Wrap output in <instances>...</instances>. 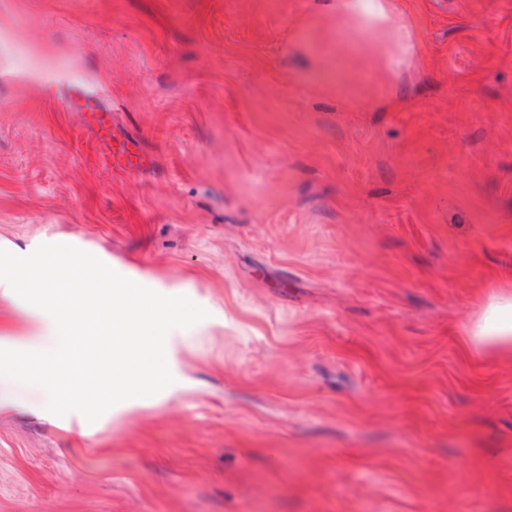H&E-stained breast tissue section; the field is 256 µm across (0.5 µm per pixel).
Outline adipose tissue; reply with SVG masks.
<instances>
[{
    "mask_svg": "<svg viewBox=\"0 0 512 512\" xmlns=\"http://www.w3.org/2000/svg\"><path fill=\"white\" fill-rule=\"evenodd\" d=\"M337 29L372 44L387 72L399 73L416 56L415 23L403 0H314ZM465 343L512 350V295L494 296L478 323L465 331Z\"/></svg>",
    "mask_w": 512,
    "mask_h": 512,
    "instance_id": "adipose-tissue-1",
    "label": "adipose tissue"
}]
</instances>
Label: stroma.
<instances>
[{
    "mask_svg": "<svg viewBox=\"0 0 512 512\" xmlns=\"http://www.w3.org/2000/svg\"><path fill=\"white\" fill-rule=\"evenodd\" d=\"M312 2L0 0V244L208 313L101 423L0 376V512H512V351L461 348L512 290V0H409L389 80Z\"/></svg>",
    "mask_w": 512,
    "mask_h": 512,
    "instance_id": "stroma-1",
    "label": "stroma"
}]
</instances>
